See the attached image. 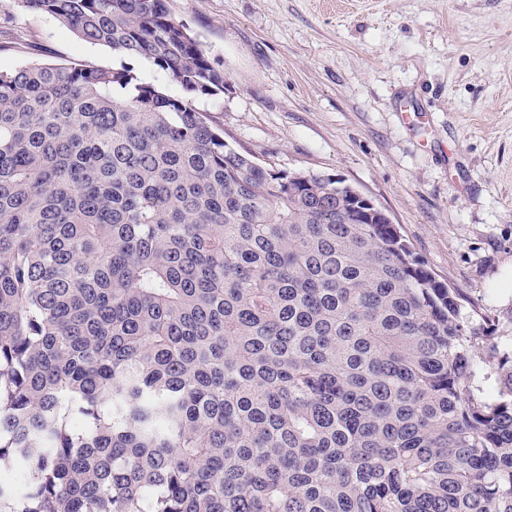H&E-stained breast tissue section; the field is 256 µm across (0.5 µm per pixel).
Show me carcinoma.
<instances>
[{
  "mask_svg": "<svg viewBox=\"0 0 512 512\" xmlns=\"http://www.w3.org/2000/svg\"><path fill=\"white\" fill-rule=\"evenodd\" d=\"M143 60L0 70V512H512V345L336 181L195 107L169 0H10Z\"/></svg>",
  "mask_w": 512,
  "mask_h": 512,
  "instance_id": "carcinoma-1",
  "label": "carcinoma"
}]
</instances>
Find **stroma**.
<instances>
[{
	"label": "stroma",
	"instance_id": "obj_1",
	"mask_svg": "<svg viewBox=\"0 0 512 512\" xmlns=\"http://www.w3.org/2000/svg\"><path fill=\"white\" fill-rule=\"evenodd\" d=\"M169 3L224 71L195 106L226 141L360 190L512 338V0ZM122 61L51 17L0 15V70Z\"/></svg>",
	"mask_w": 512,
	"mask_h": 512
}]
</instances>
